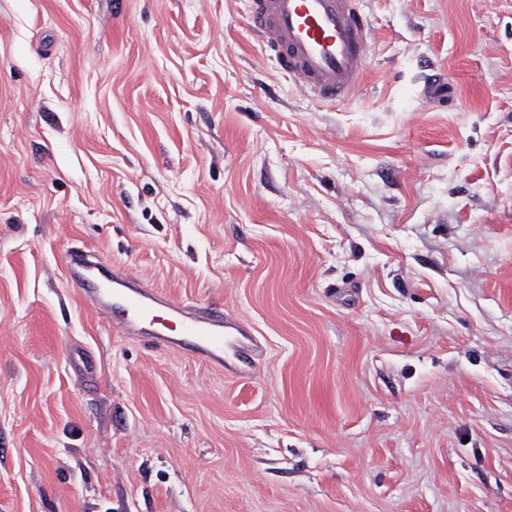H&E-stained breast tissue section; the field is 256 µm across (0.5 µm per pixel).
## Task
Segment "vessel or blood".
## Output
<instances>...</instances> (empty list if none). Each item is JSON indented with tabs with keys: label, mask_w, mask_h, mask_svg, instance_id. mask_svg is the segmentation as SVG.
<instances>
[{
	"label": "vessel or blood",
	"mask_w": 512,
	"mask_h": 512,
	"mask_svg": "<svg viewBox=\"0 0 512 512\" xmlns=\"http://www.w3.org/2000/svg\"><path fill=\"white\" fill-rule=\"evenodd\" d=\"M250 25L288 77L321 102L350 100L364 80L372 31L358 0H250ZM66 272L87 303L117 314V335L162 349L192 346L199 359L230 374L260 350L242 316L173 301L85 247L69 248Z\"/></svg>",
	"instance_id": "b4317fda"
}]
</instances>
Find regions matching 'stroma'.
I'll return each mask as SVG.
<instances>
[{"label":"stroma","instance_id":"1","mask_svg":"<svg viewBox=\"0 0 512 512\" xmlns=\"http://www.w3.org/2000/svg\"><path fill=\"white\" fill-rule=\"evenodd\" d=\"M359 8L327 105L247 0H0V512H512V0ZM76 243L257 368L116 335Z\"/></svg>","mask_w":512,"mask_h":512}]
</instances>
